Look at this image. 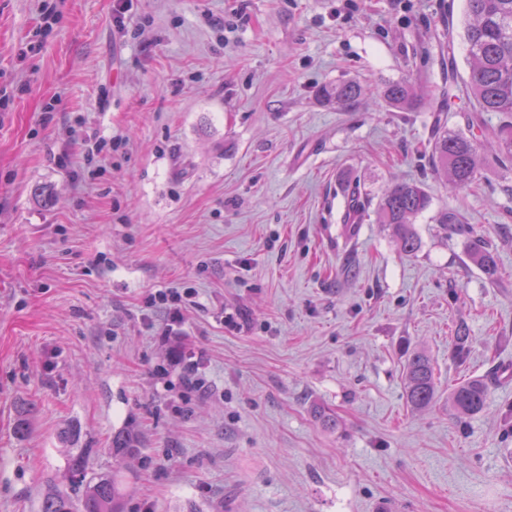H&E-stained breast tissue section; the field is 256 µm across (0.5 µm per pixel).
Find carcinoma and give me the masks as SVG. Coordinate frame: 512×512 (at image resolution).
<instances>
[{"instance_id": "1", "label": "carcinoma", "mask_w": 512, "mask_h": 512, "mask_svg": "<svg viewBox=\"0 0 512 512\" xmlns=\"http://www.w3.org/2000/svg\"><path fill=\"white\" fill-rule=\"evenodd\" d=\"M466 20L463 39L469 57V79L465 93L478 112H496L503 122L494 134L498 156L512 160V0H464ZM368 89L354 80L325 85L318 90L322 101L339 108L355 105ZM383 100L393 109L412 107L415 94L409 82L386 84ZM469 135L450 133L442 117H434L431 162L436 174L455 188L476 183L480 169L481 142L486 128L468 117ZM349 204L343 223L361 221L374 211L380 224L390 226L397 249L404 254L417 252L420 241L412 227L414 220L431 205L428 193L416 182H399L389 187L378 201L354 183L348 186ZM470 260L491 281L497 275V263L491 249L478 246L470 252ZM406 400L413 409H425L437 396L434 367L429 357L416 351L406 359L403 370ZM489 382L484 378L464 380L448 392V410L457 418L474 416L484 410ZM63 440L73 448L66 456L69 488L48 490L40 504V512H124V493L120 472L94 469L96 448H78L75 435L67 432ZM139 449L138 436L123 431L112 436L110 453L120 465Z\"/></svg>"}]
</instances>
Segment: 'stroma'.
Listing matches in <instances>:
<instances>
[{
  "label": "stroma",
  "mask_w": 512,
  "mask_h": 512,
  "mask_svg": "<svg viewBox=\"0 0 512 512\" xmlns=\"http://www.w3.org/2000/svg\"><path fill=\"white\" fill-rule=\"evenodd\" d=\"M462 10L127 0L119 21L113 0H0V512L67 487L71 429L102 472L139 434L127 512H512V165L483 151L453 190L429 164L448 74H469ZM349 79L356 107L318 98ZM404 79L399 112L380 91ZM409 180L431 197L415 254L343 224L346 185ZM188 287L166 335L147 298ZM415 351L439 392L422 411ZM474 377L487 405L461 421L448 389ZM469 256L470 260L484 272L489 280H495L497 263L491 249L480 245L474 248ZM406 400L413 409H425L432 405L437 396L434 367L422 351L409 354L403 370ZM138 445L139 439L135 433L123 431L112 437V448H109V450L112 458L119 466L137 453Z\"/></svg>",
  "instance_id": "1"
}]
</instances>
